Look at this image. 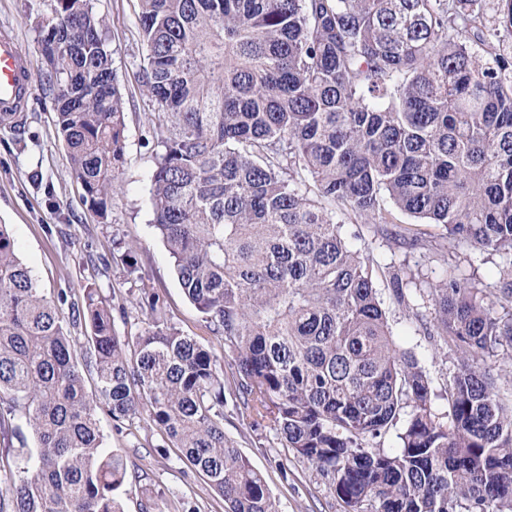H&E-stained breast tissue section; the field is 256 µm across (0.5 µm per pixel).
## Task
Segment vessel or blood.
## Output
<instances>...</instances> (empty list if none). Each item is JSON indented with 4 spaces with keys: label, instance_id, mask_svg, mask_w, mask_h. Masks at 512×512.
<instances>
[{
    "label": "vessel or blood",
    "instance_id": "obj_1",
    "mask_svg": "<svg viewBox=\"0 0 512 512\" xmlns=\"http://www.w3.org/2000/svg\"><path fill=\"white\" fill-rule=\"evenodd\" d=\"M34 91V74L12 31L0 29V120L26 111Z\"/></svg>",
    "mask_w": 512,
    "mask_h": 512
}]
</instances>
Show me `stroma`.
I'll return each mask as SVG.
<instances>
[{
  "instance_id": "obj_1",
  "label": "stroma",
  "mask_w": 512,
  "mask_h": 512,
  "mask_svg": "<svg viewBox=\"0 0 512 512\" xmlns=\"http://www.w3.org/2000/svg\"><path fill=\"white\" fill-rule=\"evenodd\" d=\"M53 0H0V28L13 30L34 64V96L25 132L0 126V224L6 225L15 247L37 288L47 298L63 299L65 329L77 351L86 348L85 328L77 316L87 289H96L112 310L117 335L132 336L145 328L147 316L133 296L148 287L166 301L168 314L185 335L198 337L218 357L224 372V434L266 480L280 512H344L327 481L309 463L285 459L276 431H252L235 399L234 363L224 346L209 332L202 315L185 297L171 258L155 234L149 199L153 171L152 127L159 108L138 81L145 52L138 24L137 0H90L103 20V38L117 84L125 100V162L121 188L114 192L105 214L90 210L84 191L67 162V149L55 125L54 94L39 52L41 28ZM354 244L372 266L407 272L414 285L440 281L445 267L437 250L397 245L372 224L347 225ZM135 247L138 270L128 273L121 256ZM452 262L462 277H475L495 286L507 260L465 247L453 250ZM392 339L415 354L435 393L434 406L454 370L455 356L436 337L414 330L407 311L392 297L388 279L378 278ZM104 445L118 450L127 464L129 483L118 495L124 512H225L223 499L205 478L188 468L178 449L159 451V439L145 421L113 420L107 409L98 412ZM287 470H280V461Z\"/></svg>"
}]
</instances>
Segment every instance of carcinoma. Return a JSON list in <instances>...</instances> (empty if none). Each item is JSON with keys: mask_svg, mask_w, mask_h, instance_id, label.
<instances>
[{"mask_svg": "<svg viewBox=\"0 0 512 512\" xmlns=\"http://www.w3.org/2000/svg\"><path fill=\"white\" fill-rule=\"evenodd\" d=\"M138 23L142 87L160 108L153 227L232 357L250 427L279 433L346 512H512V407L483 366L512 358V269L489 289L450 266L420 306L389 274L412 323L455 352L437 413L336 216L432 247L397 210L512 255V0H139ZM102 26L85 4L54 27L77 52L53 85L69 167L103 213L121 187L125 112ZM138 303L148 326L121 337L88 289V394L62 312L0 224V430L35 438L0 477V512H122L127 472L104 447L102 406L146 416L227 512H278L224 435L215 354L158 293ZM407 407L399 447H374Z\"/></svg>", "mask_w": 512, "mask_h": 512, "instance_id": "1", "label": "carcinoma"}]
</instances>
